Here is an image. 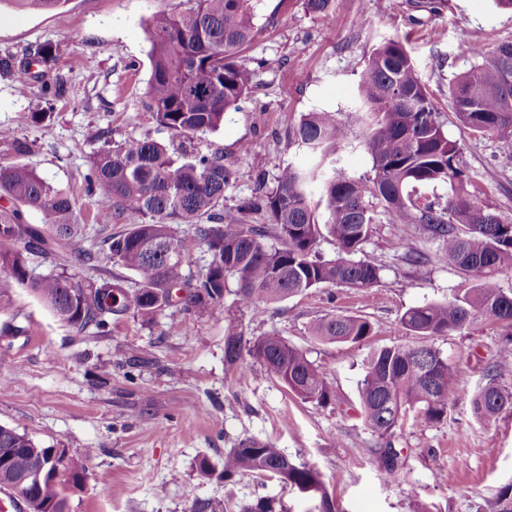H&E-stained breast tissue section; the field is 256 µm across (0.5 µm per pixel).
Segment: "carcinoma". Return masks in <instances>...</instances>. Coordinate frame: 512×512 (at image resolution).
Listing matches in <instances>:
<instances>
[{
    "mask_svg": "<svg viewBox=\"0 0 512 512\" xmlns=\"http://www.w3.org/2000/svg\"><path fill=\"white\" fill-rule=\"evenodd\" d=\"M11 2L40 12L68 0ZM301 3L329 23L336 19V0ZM257 6L258 0H193L188 10L155 15L149 22L148 107L159 126L186 140L179 149L148 139L114 147L105 132L89 133L103 142L90 157L87 175L98 221L117 224L128 212L141 217L104 240L109 262L135 275L134 289L110 274L84 285L63 275H34L31 260L76 245L83 226L65 189L26 164L2 160L0 198L9 205L0 206V271L31 289L70 326L103 334L109 323L132 311L153 318L171 304L175 288L185 291L179 301L184 312L210 316L224 313L230 280L236 283L239 305L256 314L265 304L325 284L367 293L381 281V267L363 255L378 216L420 225L423 234L442 242L441 258L461 274L464 287L444 301L405 310L400 325L419 342L375 352L358 388L361 417L381 439L372 449L373 464L383 478L393 480L404 466L391 441L395 430L409 417L426 425L444 421L455 396L456 366L426 340L488 320L504 330L500 357L512 359V292L498 283V274L512 268V221L469 198L457 144L448 139L412 56L395 39L383 41L370 55L349 121L340 122L329 111L303 115L292 141L304 160L280 169L271 191L244 205L240 217L224 220V190L236 180V170L224 162V154L195 153L189 141L217 130L225 114L255 88L257 69L243 52L253 39ZM472 52L482 63L451 84L452 111L470 133L512 144V41L500 43L488 57L481 47ZM56 58L51 43L30 55L46 71ZM0 73L39 81L29 65L10 54L0 55ZM355 126L373 158L368 177H348L340 167ZM434 183L448 184V202L418 204L417 188ZM26 209L41 212L44 224L26 223ZM259 210L267 213L268 223H246V215ZM184 226L210 254L196 277L185 272L190 260L181 236ZM324 234L336 244L332 259L317 250ZM402 248L414 264L427 259L413 239L404 240ZM311 332L321 342L359 345L373 329L361 316L339 314L316 322ZM246 356L302 400L323 407L342 404L324 373L284 337L247 339L240 331L230 332L225 365L242 371ZM471 405L476 419L489 424L512 410V389L491 377L472 395ZM5 448L11 454L0 487L38 473L31 488L16 490L26 512H69L67 491L83 480L94 449L71 455L65 447H42L0 425V451ZM249 474L276 479L305 497L317 496L319 512H332L320 472L293 463L267 441L246 438L224 454V480ZM495 512H512V483L498 490Z\"/></svg>",
    "mask_w": 512,
    "mask_h": 512,
    "instance_id": "1",
    "label": "carcinoma"
}]
</instances>
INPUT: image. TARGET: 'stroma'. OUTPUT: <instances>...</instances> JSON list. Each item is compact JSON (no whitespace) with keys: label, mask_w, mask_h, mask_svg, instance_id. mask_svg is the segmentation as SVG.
<instances>
[{"label":"stroma","mask_w":512,"mask_h":512,"mask_svg":"<svg viewBox=\"0 0 512 512\" xmlns=\"http://www.w3.org/2000/svg\"><path fill=\"white\" fill-rule=\"evenodd\" d=\"M190 0H68L50 12L18 9L0 0V55L27 58L38 45L57 46L48 81L0 75V151L27 141L21 161L76 200L84 231L77 250L90 261L36 259L35 274L67 272L84 283L111 265L102 242L112 225L96 223L88 191V160L98 149L90 129L107 131L116 144L169 141L147 106L150 76L147 23L157 14L190 7ZM330 25L306 13L299 0H261L246 58L260 62L257 85L217 131L196 134L193 148L223 152L237 171L224 192V216L272 189L281 166L297 161L290 143L302 114L326 110L348 118L372 50L387 38L403 40L432 93L459 164L478 201L512 221V147L469 134L452 112L448 87L477 65L470 43L493 51L512 40V11L493 0H336ZM23 112H49L48 123L19 124ZM417 239L427 259L408 261L401 242ZM439 241L419 225L381 216L364 246L382 267L370 293L327 284L267 304L261 315L224 296V315L167 308L153 319L130 314L108 335L78 331L61 321L30 289L0 282V326L24 327L0 337V425L28 434L45 447L69 453L94 449L81 488L69 493V512H189L197 498L220 499L224 512L272 497L285 512H316L317 502L288 486L256 476L224 481V455L240 440L256 437L281 448L294 463L319 470L335 512H492L497 490L512 483V412L485 425L471 409L472 394L496 376L512 386V360H502L500 329L479 323L470 330L432 338L456 364V396L436 425L409 420L392 439L405 468L387 481L375 471L376 439L358 412V386L370 353L414 343L399 324L409 307L448 299L461 285L454 267L439 261ZM332 314L366 318L374 335L361 345L322 343L311 325ZM246 337L276 334L306 352L345 400L321 407L291 393L259 364L239 376L224 363L229 329ZM139 357L136 365L128 356ZM215 467L206 476L200 461Z\"/></svg>","instance_id":"1"}]
</instances>
